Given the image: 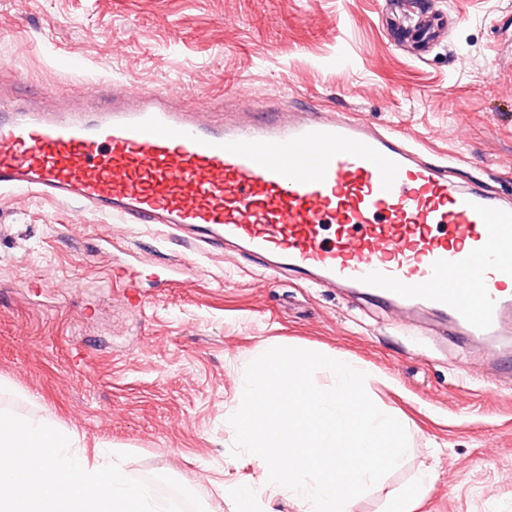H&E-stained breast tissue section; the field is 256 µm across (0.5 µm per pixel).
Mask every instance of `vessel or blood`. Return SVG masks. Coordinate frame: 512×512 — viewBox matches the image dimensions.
<instances>
[{
    "label": "vessel or blood",
    "mask_w": 512,
    "mask_h": 512,
    "mask_svg": "<svg viewBox=\"0 0 512 512\" xmlns=\"http://www.w3.org/2000/svg\"><path fill=\"white\" fill-rule=\"evenodd\" d=\"M0 191L158 224L272 273L439 314L459 336L512 318V198L348 114L219 123L114 80L55 112L0 95Z\"/></svg>",
    "instance_id": "vessel-or-blood-1"
}]
</instances>
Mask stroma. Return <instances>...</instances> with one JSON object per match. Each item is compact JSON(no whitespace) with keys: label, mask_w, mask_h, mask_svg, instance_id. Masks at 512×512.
Instances as JSON below:
<instances>
[{"label":"stroma","mask_w":512,"mask_h":512,"mask_svg":"<svg viewBox=\"0 0 512 512\" xmlns=\"http://www.w3.org/2000/svg\"><path fill=\"white\" fill-rule=\"evenodd\" d=\"M426 2L447 26L418 50L392 39L407 0H0V90L52 107L86 72L226 104L228 121L273 104L344 110L512 194V0ZM180 253L192 271L169 270ZM439 330L155 227L0 194V411L77 434L91 464L125 453L156 501L172 499L167 475L206 512H235L238 483L260 488L262 512H298L234 455L229 423L246 365L277 342L368 368L370 398L407 431L401 466L353 512H386L392 493L421 512H512V358Z\"/></svg>","instance_id":"1"}]
</instances>
